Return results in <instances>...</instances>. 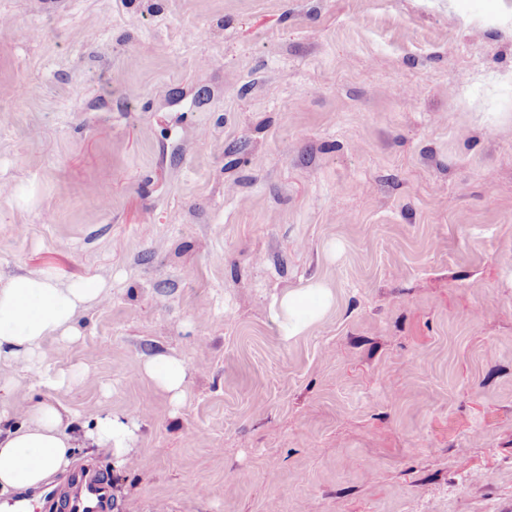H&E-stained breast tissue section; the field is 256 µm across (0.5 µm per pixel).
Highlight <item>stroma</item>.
<instances>
[{
	"label": "stroma",
	"instance_id": "1",
	"mask_svg": "<svg viewBox=\"0 0 512 512\" xmlns=\"http://www.w3.org/2000/svg\"><path fill=\"white\" fill-rule=\"evenodd\" d=\"M509 93L512 0H0V274L107 286L15 421L67 406L113 512H512ZM332 304V295L321 284L288 290L277 301L281 335L290 339L301 335L320 319ZM142 371L158 389L170 394L173 400L183 397L188 376V366L184 360L156 354L147 358L142 365ZM134 420L113 413H104L96 419L93 429L85 433L87 444L96 453L109 454L115 458L116 466L122 467L129 462L126 457L133 435Z\"/></svg>",
	"mask_w": 512,
	"mask_h": 512
}]
</instances>
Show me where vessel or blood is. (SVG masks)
<instances>
[{
    "label": "vessel or blood",
    "instance_id": "1",
    "mask_svg": "<svg viewBox=\"0 0 512 512\" xmlns=\"http://www.w3.org/2000/svg\"><path fill=\"white\" fill-rule=\"evenodd\" d=\"M44 502L48 512H112L111 487L96 470L73 474L64 493H52Z\"/></svg>",
    "mask_w": 512,
    "mask_h": 512
}]
</instances>
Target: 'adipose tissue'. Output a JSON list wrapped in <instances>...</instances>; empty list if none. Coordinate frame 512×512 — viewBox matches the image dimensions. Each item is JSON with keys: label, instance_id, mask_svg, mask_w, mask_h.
<instances>
[{"label": "adipose tissue", "instance_id": "adipose-tissue-1", "mask_svg": "<svg viewBox=\"0 0 512 512\" xmlns=\"http://www.w3.org/2000/svg\"><path fill=\"white\" fill-rule=\"evenodd\" d=\"M104 295L105 287L99 280L66 283L50 268L0 276V364H15L42 376L52 390L78 384V376L46 372L42 345L50 338H79L77 313L96 305ZM331 304L329 289L318 283L287 291L277 301L282 336L290 339L301 335ZM142 371L172 399L182 398L188 376L184 360L156 354L147 358ZM11 393V383L0 382V496L42 486L70 465L74 449V438L67 430L68 412L60 403L33 405L24 422L15 425L10 421ZM133 428V419L105 413L97 417L85 440L94 452L109 454L121 467L128 462Z\"/></svg>", "mask_w": 512, "mask_h": 512}]
</instances>
